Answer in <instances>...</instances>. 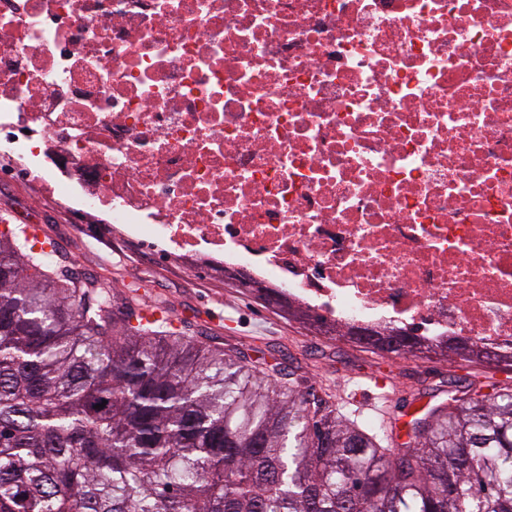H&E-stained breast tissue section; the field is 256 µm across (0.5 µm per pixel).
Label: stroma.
<instances>
[{"label":"stroma","mask_w":512,"mask_h":512,"mask_svg":"<svg viewBox=\"0 0 512 512\" xmlns=\"http://www.w3.org/2000/svg\"><path fill=\"white\" fill-rule=\"evenodd\" d=\"M0 217L16 225H40L44 236L58 243L73 277L110 284L115 313L131 305L163 303L185 336L218 337L225 347L243 351L262 372L266 358L276 357L295 374L301 390L317 394L359 425H369L371 418L355 415L348 404L353 381L371 374L384 377L398 444L407 442L412 417L441 401L448 389L507 378L492 363L433 354L402 358L352 342L308 317L301 303L287 307L271 301L239 287L218 267L186 277L183 262L155 259L123 240H104L101 249L110 262L99 264L79 250L75 238L63 234L65 226L81 223V216L22 177L0 183Z\"/></svg>","instance_id":"stroma-1"}]
</instances>
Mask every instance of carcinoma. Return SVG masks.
<instances>
[{
    "instance_id": "cac0c4a2",
    "label": "carcinoma",
    "mask_w": 512,
    "mask_h": 512,
    "mask_svg": "<svg viewBox=\"0 0 512 512\" xmlns=\"http://www.w3.org/2000/svg\"><path fill=\"white\" fill-rule=\"evenodd\" d=\"M152 310L115 317L109 286L0 232V512H512V390H450L415 447L385 448ZM400 337L387 352L512 367L477 340Z\"/></svg>"
}]
</instances>
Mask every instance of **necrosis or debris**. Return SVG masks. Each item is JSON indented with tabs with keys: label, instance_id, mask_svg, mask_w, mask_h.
<instances>
[{
	"label": "necrosis or debris",
	"instance_id": "4bbe7bcc",
	"mask_svg": "<svg viewBox=\"0 0 512 512\" xmlns=\"http://www.w3.org/2000/svg\"><path fill=\"white\" fill-rule=\"evenodd\" d=\"M343 329L512 345V0H0V157Z\"/></svg>",
	"mask_w": 512,
	"mask_h": 512
}]
</instances>
